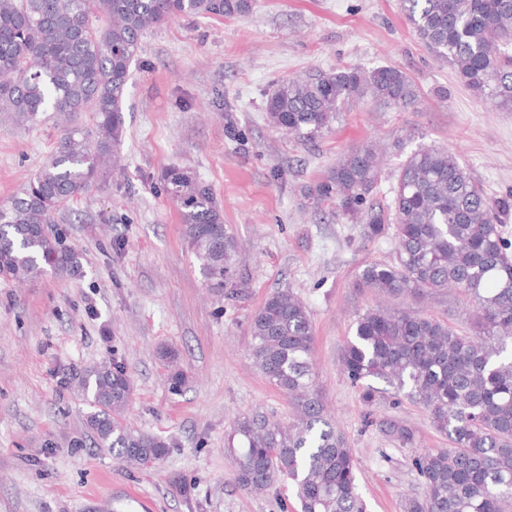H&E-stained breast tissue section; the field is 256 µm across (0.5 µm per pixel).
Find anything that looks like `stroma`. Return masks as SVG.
<instances>
[{"instance_id": "obj_1", "label": "stroma", "mask_w": 512, "mask_h": 512, "mask_svg": "<svg viewBox=\"0 0 512 512\" xmlns=\"http://www.w3.org/2000/svg\"><path fill=\"white\" fill-rule=\"evenodd\" d=\"M348 65H391L420 92L417 109L357 101L316 145L271 127L266 96L282 79ZM125 138L106 180L49 226L81 266L24 282L0 279V512H300L288 485L241 490L224 439L235 420L287 421V397L249 359L250 323L267 297L293 289L314 333L321 399L359 463L367 512H402L419 493L416 449L444 448L427 414L392 397L365 412L340 365L358 311L401 306L470 329L449 290L396 297L355 288L359 269L387 262L395 241H363L334 206L313 208L306 187L351 148L374 142L382 192L421 145L456 154L488 197L512 194V112L476 98L406 23L397 0H252L242 18L180 16L143 38L125 104ZM89 113L37 121L0 112V204L52 153L63 127ZM177 166L209 185L241 251L245 294L212 295L185 248L162 172ZM175 348L189 376L171 391L158 360ZM122 359L133 383L136 428L171 439L159 465L141 469L84 444L86 407L71 382ZM397 419L415 448L379 423Z\"/></svg>"}]
</instances>
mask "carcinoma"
<instances>
[{
    "instance_id": "1",
    "label": "carcinoma",
    "mask_w": 512,
    "mask_h": 512,
    "mask_svg": "<svg viewBox=\"0 0 512 512\" xmlns=\"http://www.w3.org/2000/svg\"><path fill=\"white\" fill-rule=\"evenodd\" d=\"M427 49L473 94L512 111V0H398ZM252 0H0V112L33 121L41 112L92 114L91 128L64 130L42 168L0 205V278L42 276L80 267L47 229L53 215L106 176L104 158L124 138L123 103L143 34L173 16L249 15ZM366 97L413 108L419 92L404 71L348 65L278 81L266 117L303 143L327 132L343 107ZM376 147L364 144L337 160L305 191L361 227L368 240H396L391 263L370 262L354 287L395 296L455 290L469 305L472 333L417 311L376 306L356 316L340 363L370 417L386 383L421 407L448 447L413 457L422 492L402 512H508L512 509V255L502 236L507 198L492 199L447 149L422 146L401 164L390 198ZM178 207L186 249L213 292L242 294L236 272L240 244L212 189L184 169L164 178ZM250 359L294 407L288 424L261 414L239 418L227 437L237 485L261 492L284 480L301 512H366L358 461L327 415L312 372L309 310L291 288L274 291L251 321ZM174 391L187 381L178 352L159 351ZM87 407L91 445L133 467L153 466L173 443L132 428L124 412L132 383L117 357L77 382ZM380 427L401 447L415 435L394 419Z\"/></svg>"
}]
</instances>
